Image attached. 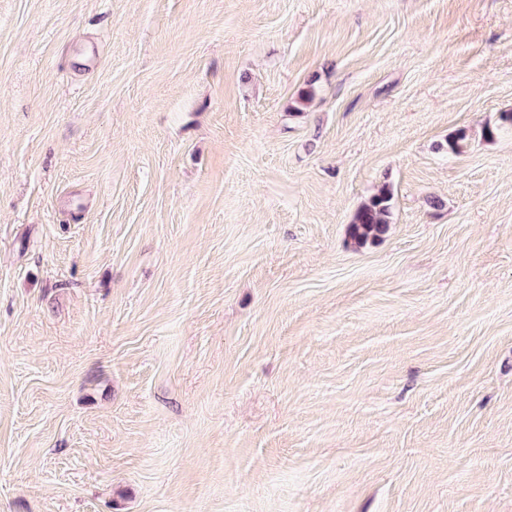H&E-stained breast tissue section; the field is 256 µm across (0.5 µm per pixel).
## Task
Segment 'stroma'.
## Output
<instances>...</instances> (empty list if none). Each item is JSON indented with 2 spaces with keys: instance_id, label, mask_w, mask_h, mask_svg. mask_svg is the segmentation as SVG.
Segmentation results:
<instances>
[{
  "instance_id": "stroma-1",
  "label": "stroma",
  "mask_w": 512,
  "mask_h": 512,
  "mask_svg": "<svg viewBox=\"0 0 512 512\" xmlns=\"http://www.w3.org/2000/svg\"><path fill=\"white\" fill-rule=\"evenodd\" d=\"M510 111L512 0H0V512H512ZM391 210L392 192L384 186L353 214L348 227L351 242L362 248L381 240L389 229Z\"/></svg>"
}]
</instances>
